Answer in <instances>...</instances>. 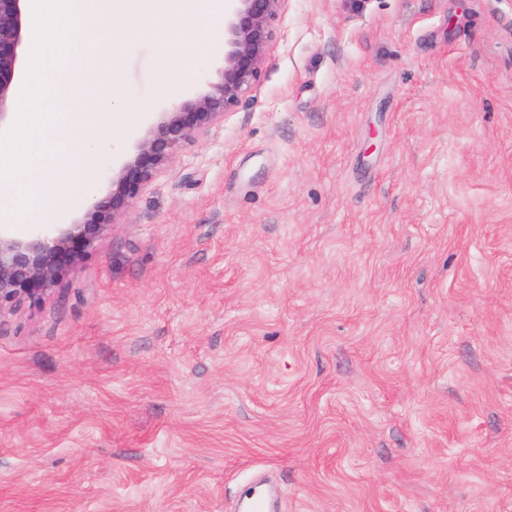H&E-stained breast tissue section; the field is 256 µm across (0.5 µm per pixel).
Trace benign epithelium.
Returning a JSON list of instances; mask_svg holds the SVG:
<instances>
[{
    "instance_id": "obj_1",
    "label": "benign epithelium",
    "mask_w": 512,
    "mask_h": 512,
    "mask_svg": "<svg viewBox=\"0 0 512 512\" xmlns=\"http://www.w3.org/2000/svg\"><path fill=\"white\" fill-rule=\"evenodd\" d=\"M30 0H0V132L11 124L19 55L29 30ZM287 0H227L224 68L218 83L174 103L147 126L138 149L110 174V192L56 224H37L24 238L0 227V318L36 307L95 252L111 226L171 161L174 151L236 108L260 80Z\"/></svg>"
}]
</instances>
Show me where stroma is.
<instances>
[{
    "instance_id": "1",
    "label": "stroma",
    "mask_w": 512,
    "mask_h": 512,
    "mask_svg": "<svg viewBox=\"0 0 512 512\" xmlns=\"http://www.w3.org/2000/svg\"><path fill=\"white\" fill-rule=\"evenodd\" d=\"M164 90L123 47L145 126ZM512 512V0H287L242 103L0 319V512ZM242 507L246 512H271L274 508L273 497L266 488L256 486L248 490Z\"/></svg>"
}]
</instances>
